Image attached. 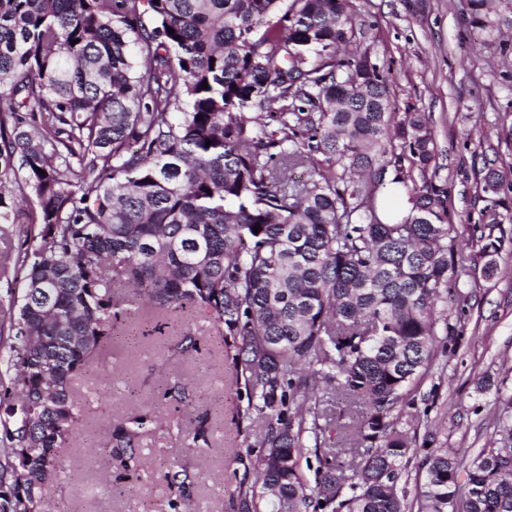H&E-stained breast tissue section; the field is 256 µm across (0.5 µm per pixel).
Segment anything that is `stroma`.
<instances>
[{"label":"stroma","instance_id":"obj_1","mask_svg":"<svg viewBox=\"0 0 512 512\" xmlns=\"http://www.w3.org/2000/svg\"><path fill=\"white\" fill-rule=\"evenodd\" d=\"M353 2L350 49L389 69L397 115L428 117L436 178L447 182L451 220L468 237L485 205L487 168L502 174L499 195L512 200V0H492L482 29L469 22V0ZM38 230L34 206L19 203L16 222L0 231V295L21 286L12 266ZM503 232L496 275L484 277L476 264L460 281L464 303L449 314L458 336L402 406L410 431L434 428L438 448L473 455L504 445L512 429V224ZM186 333L195 350L174 353ZM177 378L191 387L189 403L166 394ZM73 389L83 414L59 451L63 471L46 487L44 512H232L246 475L241 458L257 449L262 424L242 417L247 401L224 338L202 315L140 309L115 325L111 350ZM130 416L146 419L135 461L116 458L102 471L114 424ZM201 426L208 446L186 447ZM174 464L187 476L179 487L171 482Z\"/></svg>","mask_w":512,"mask_h":512}]
</instances>
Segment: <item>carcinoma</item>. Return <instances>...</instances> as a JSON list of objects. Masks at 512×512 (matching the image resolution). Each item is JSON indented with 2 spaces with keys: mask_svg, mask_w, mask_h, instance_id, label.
Wrapping results in <instances>:
<instances>
[{
  "mask_svg": "<svg viewBox=\"0 0 512 512\" xmlns=\"http://www.w3.org/2000/svg\"><path fill=\"white\" fill-rule=\"evenodd\" d=\"M487 5L470 0L472 24L487 26ZM352 8L0 0V224L15 222L18 193L42 224L17 259L21 295L8 291L3 363L21 389L0 415V512L41 509L51 450L81 416L72 382L128 313L116 280L137 304L192 308L224 336L246 413L264 425L233 512H406V457L422 477L417 512H512V446L467 460L431 447L430 431L416 444L395 414L430 373L438 325L454 336L445 305L463 301L467 266L448 184L428 174L425 114L393 121L388 74L338 56ZM381 189L408 197L406 216L381 219ZM505 223L512 205L495 198L473 227L487 278ZM48 373L50 409L38 401ZM328 388L362 407L344 428L361 449L349 477L320 452L333 440L318 408ZM143 425L116 423L108 456L134 458Z\"/></svg>",
  "mask_w": 512,
  "mask_h": 512,
  "instance_id": "1",
  "label": "carcinoma"
}]
</instances>
